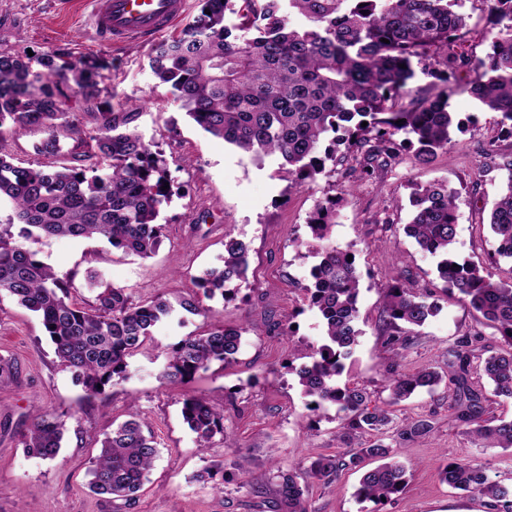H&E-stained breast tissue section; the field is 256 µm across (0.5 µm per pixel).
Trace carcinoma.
Listing matches in <instances>:
<instances>
[{"label": "carcinoma", "instance_id": "obj_1", "mask_svg": "<svg viewBox=\"0 0 512 512\" xmlns=\"http://www.w3.org/2000/svg\"><path fill=\"white\" fill-rule=\"evenodd\" d=\"M483 3L495 16L484 59L473 60L458 50L457 40L467 27L459 0H198L192 24L153 45L149 64L193 123L259 161L279 160L289 188L299 190L324 172L326 162H336L341 146L358 161L345 173L354 183L386 169L407 147L420 162L448 149L451 133L463 126L448 111V99L458 90L468 91L483 110L500 114L501 130L512 137V0ZM294 14L308 24L293 25ZM228 15L237 17L238 27L251 36H232L225 25ZM415 61L444 65L447 88L434 96L413 90ZM109 68L97 52L73 59L58 53H0V203L10 209L6 219L0 218V295L41 319L58 362L89 404L114 379L128 377V358L152 340L162 320L176 313L162 297L136 301L125 287L101 284L94 271L87 274L93 301L80 302L71 297L70 278L44 264L26 245L43 237H96L125 254L147 258L162 242L165 225L158 218L173 196V189L162 186L172 178L163 152L151 149L131 127L139 106L127 100L106 102L90 131L62 109L67 89L87 99L97 97ZM460 70L475 77L463 86L450 84ZM397 98L404 101L399 112L392 110ZM32 125L47 131L38 154L58 156L63 131L76 142L69 157L57 164H13L4 152L6 136ZM488 157L506 172V189L494 202L488 224L498 242V258L512 261V155L492 151ZM345 194L343 190L318 203L307 220L309 240L295 242L318 257L312 282L302 291L304 302L321 318L322 336L305 354L308 361L290 371L308 411L336 408L338 438L346 447L340 455L311 460L307 478L329 485L341 471L360 470L365 460H378L363 474L356 497L380 503L407 485L406 469L393 460V447L384 438L396 427L391 407L418 391H434L445 379L454 385L455 420L469 426L466 434L474 445L512 448V420L482 418V394L468 379L476 360L493 395L512 399V280H495L485 268L453 256L455 189L444 183L414 186L405 233L421 250L439 257L444 291L468 303L507 349L484 358L477 353L481 337L465 334L448 349L446 374L433 367L402 373L396 352L385 380L389 399L372 403L365 389L338 383L361 335L360 273L355 261L348 260L350 252L331 241L336 207ZM249 267L247 245L226 232L223 266L197 276L198 294L182 299L179 308L199 314L200 298H231ZM417 287L406 276L381 294L379 330L393 349L405 348L440 309ZM245 331L222 323L181 339L171 349L162 378L185 383L215 361L232 363ZM182 417L203 448L224 435V408L202 395H184ZM371 432L379 437L360 446L363 434ZM64 433L61 416L38 414L22 441L24 451L53 460ZM158 456L148 424L125 420L100 441L89 488L131 506ZM440 476L454 490L486 498L489 512H512V484L492 479L479 465L453 461ZM276 478L273 512H309L307 485L293 474L279 472Z\"/></svg>", "mask_w": 512, "mask_h": 512}]
</instances>
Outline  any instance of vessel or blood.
Instances as JSON below:
<instances>
[{
    "mask_svg": "<svg viewBox=\"0 0 512 512\" xmlns=\"http://www.w3.org/2000/svg\"><path fill=\"white\" fill-rule=\"evenodd\" d=\"M95 42L149 44L184 15L186 0H90Z\"/></svg>",
    "mask_w": 512,
    "mask_h": 512,
    "instance_id": "obj_1",
    "label": "vessel or blood"
}]
</instances>
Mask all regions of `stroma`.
<instances>
[{
    "mask_svg": "<svg viewBox=\"0 0 512 512\" xmlns=\"http://www.w3.org/2000/svg\"><path fill=\"white\" fill-rule=\"evenodd\" d=\"M462 10L469 16L463 48L472 58L485 57L490 42L484 34L492 19L482 0H464ZM90 11L87 0H0V52L102 53L112 68L99 97L69 93L66 111L76 113L89 130L106 100L135 101L140 116L134 126L146 143L164 153L177 192L160 214L166 236L151 257L123 254L101 239H44L35 242V250L58 274L72 275L71 294L85 301L93 296L86 273L94 270L105 282L129 288L134 297L160 295L178 302L194 294L195 276L222 266L228 230L249 246L251 266L233 299L216 298L208 301V313L181 311L160 323L152 343L130 358L129 378L114 380L89 405L80 403V390L59 364L39 318L1 296L0 357L18 366L20 379L0 388V512H113L105 497L89 491V470L103 434L113 423L131 418L149 423L160 453L129 512H263L262 494L273 487L269 469L300 474L317 456L340 451L335 409L307 411L288 367L297 363L303 345L318 343L322 333L321 319L302 292L317 259L299 252L292 241L307 239L310 212L343 185V175L328 171L289 191L276 159L256 160L189 121L155 79L147 48L93 42ZM449 109L465 127L454 132L446 151L427 165L403 152L381 178L359 181L337 209L332 240L354 254L361 275L362 334L341 380L365 388L376 403L387 397L384 380L392 356L378 330L379 300L400 275L428 287L441 305L405 351L402 372L446 369L449 347L467 332L481 335L484 354L504 348L479 314L443 291L437 257L422 251L404 231L412 211L411 184H448L459 192L458 259L488 268L495 278H512V263L493 260L497 244L487 223L506 173L484 154L490 143L500 153H512V138L502 132L498 114L480 109L469 94L452 96ZM218 322L245 328L235 362L212 363L185 384L162 380L172 346ZM287 323L296 327L290 338L278 333L279 325ZM189 392L223 407L224 429L234 447H225L219 437L210 447L199 446L181 414L182 398ZM451 403L443 383L396 406L398 420L431 424L423 435L389 437L407 468L403 492L383 503L358 502L354 493L360 475L346 470L331 486L310 484L311 512H487L484 498L443 483L440 468L471 460L490 476L512 482V449L475 447L455 421ZM62 411L68 414L67 432L57 457L27 456L22 438L32 417ZM207 468L212 479L199 481ZM245 477L250 485H242Z\"/></svg>",
    "mask_w": 512,
    "mask_h": 512,
    "instance_id": "obj_1",
    "label": "stroma"
}]
</instances>
